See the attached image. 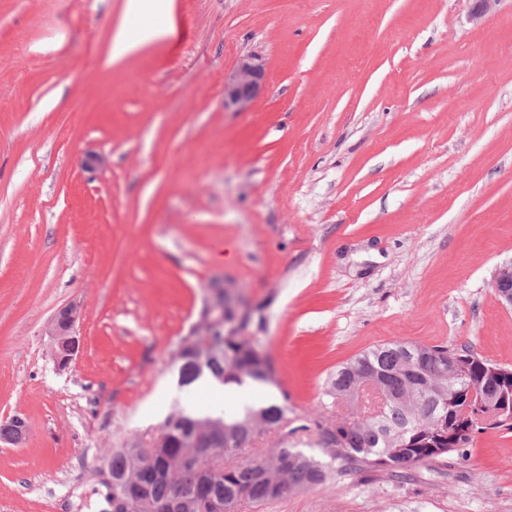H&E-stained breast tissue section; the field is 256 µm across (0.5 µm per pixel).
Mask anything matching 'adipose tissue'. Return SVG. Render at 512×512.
<instances>
[{"label": "adipose tissue", "instance_id": "adipose-tissue-1", "mask_svg": "<svg viewBox=\"0 0 512 512\" xmlns=\"http://www.w3.org/2000/svg\"><path fill=\"white\" fill-rule=\"evenodd\" d=\"M176 0H125L123 15L140 18L137 32H130L125 20L118 23L110 42L104 66H112L138 53L144 47L170 40L175 32Z\"/></svg>", "mask_w": 512, "mask_h": 512}]
</instances>
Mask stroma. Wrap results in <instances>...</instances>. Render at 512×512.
I'll use <instances>...</instances> for the list:
<instances>
[{
	"label": "stroma",
	"instance_id": "obj_1",
	"mask_svg": "<svg viewBox=\"0 0 512 512\" xmlns=\"http://www.w3.org/2000/svg\"><path fill=\"white\" fill-rule=\"evenodd\" d=\"M177 2L166 45L106 68L123 0H0V422L28 425L0 441V512H100L103 458L180 407L283 405L318 454L329 379L380 344L512 368V0L484 22L471 0ZM250 54L266 85L225 110ZM217 285L260 308L272 383L179 384ZM409 472L237 512H512V432ZM76 309L65 306L58 310L52 318L48 333L53 337L52 358L59 371L69 369L71 363L80 352V336H77Z\"/></svg>",
	"mask_w": 512,
	"mask_h": 512
}]
</instances>
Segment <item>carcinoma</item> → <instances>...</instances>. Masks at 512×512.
<instances>
[{"label":"carcinoma","instance_id":"obj_1","mask_svg":"<svg viewBox=\"0 0 512 512\" xmlns=\"http://www.w3.org/2000/svg\"><path fill=\"white\" fill-rule=\"evenodd\" d=\"M224 355L197 363L200 352L182 346L179 382L188 386L204 374L222 385L244 386L273 380V368L252 344L247 332L261 327L260 309H240L224 298ZM448 346L393 342L375 346L343 364L331 377L333 403H354L366 378L377 379L385 397L380 410L329 425L316 424L322 461L288 445L293 431L284 427L286 408L247 407L224 415L222 432L213 429L212 414L178 411L167 417L154 439L142 435L126 448L112 451L107 464L112 482L105 483L102 512H234L242 503L262 504L296 488L323 483L331 463L342 473L366 467L403 469L408 463L463 452L473 443L453 446L460 429L457 411L477 405L486 411L505 399L512 407V378H501L498 365L471 351L460 352L461 375L448 383ZM476 386L483 403L470 399ZM282 430L280 447L270 456H252L256 434Z\"/></svg>","mask_w":512,"mask_h":512}]
</instances>
